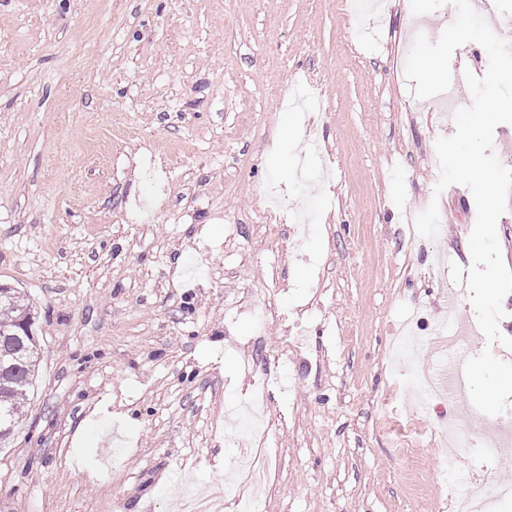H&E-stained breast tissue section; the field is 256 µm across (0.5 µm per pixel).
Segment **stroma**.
Instances as JSON below:
<instances>
[{
  "label": "stroma",
  "mask_w": 512,
  "mask_h": 512,
  "mask_svg": "<svg viewBox=\"0 0 512 512\" xmlns=\"http://www.w3.org/2000/svg\"><path fill=\"white\" fill-rule=\"evenodd\" d=\"M455 16L0 0V284L32 303L39 345L0 441V512H173L184 480L227 484L222 423L260 365L267 512H448L445 400L415 407L394 344L409 321L417 371L434 372L435 258L468 253L476 221L473 197L434 190L444 131L405 73L413 26L437 38ZM260 185L299 214L274 239ZM433 202L445 233L410 236ZM467 278L461 357L512 363L477 328Z\"/></svg>",
  "instance_id": "obj_1"
}]
</instances>
